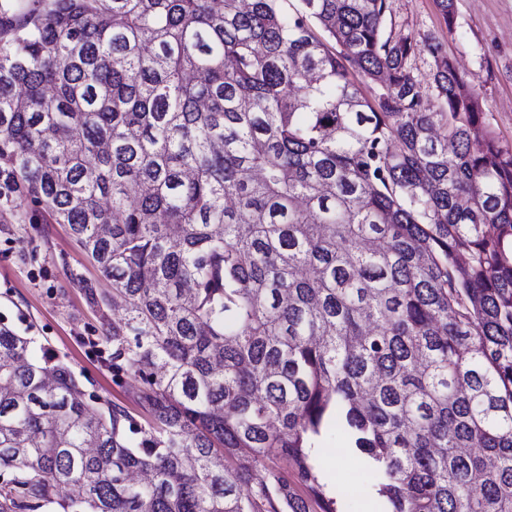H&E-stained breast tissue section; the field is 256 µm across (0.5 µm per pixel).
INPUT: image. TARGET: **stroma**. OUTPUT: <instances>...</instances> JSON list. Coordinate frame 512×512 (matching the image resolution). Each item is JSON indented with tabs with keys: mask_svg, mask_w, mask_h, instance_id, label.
I'll return each instance as SVG.
<instances>
[{
	"mask_svg": "<svg viewBox=\"0 0 512 512\" xmlns=\"http://www.w3.org/2000/svg\"><path fill=\"white\" fill-rule=\"evenodd\" d=\"M394 32L429 36L439 42L482 105L484 125L512 149V0H457L454 25H446L435 0H388ZM111 285L73 242L63 224H21L0 217V315L17 328H30L101 397L134 407V380L115 385L106 362L98 314L71 273ZM317 468L340 512L384 505L374 492L375 473L347 449L340 428L320 440Z\"/></svg>",
	"mask_w": 512,
	"mask_h": 512,
	"instance_id": "35a3bbf8",
	"label": "stroma"
}]
</instances>
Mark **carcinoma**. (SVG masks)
Returning <instances> with one entry per match:
<instances>
[{
  "label": "carcinoma",
  "mask_w": 512,
  "mask_h": 512,
  "mask_svg": "<svg viewBox=\"0 0 512 512\" xmlns=\"http://www.w3.org/2000/svg\"><path fill=\"white\" fill-rule=\"evenodd\" d=\"M387 12L0 2V211L111 282L71 275L138 407L1 317L0 512H337L330 421L386 512H512V151ZM410 67L412 75L420 84L424 101L436 111L438 109V103L435 98L432 79L434 67L432 58L427 53L418 54L411 60Z\"/></svg>",
  "instance_id": "carcinoma-1"
}]
</instances>
